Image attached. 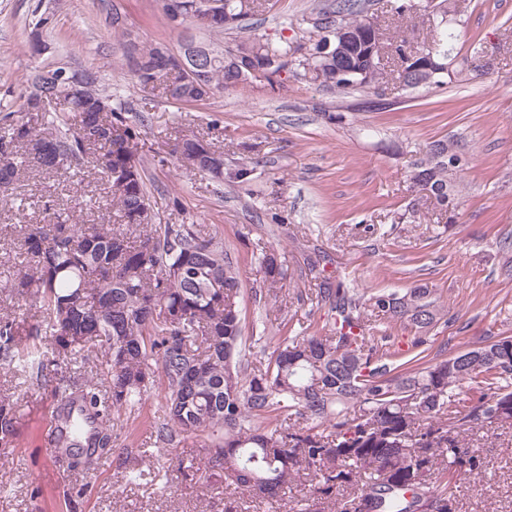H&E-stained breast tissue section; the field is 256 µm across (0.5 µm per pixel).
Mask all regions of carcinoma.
<instances>
[{
    "label": "carcinoma",
    "instance_id": "carcinoma-1",
    "mask_svg": "<svg viewBox=\"0 0 512 512\" xmlns=\"http://www.w3.org/2000/svg\"><path fill=\"white\" fill-rule=\"evenodd\" d=\"M209 26L216 41L259 11L251 0H218ZM393 15L410 19L419 0H395ZM306 43L240 37L234 47L216 46L205 78L176 76L168 90L157 77L162 43L139 45L118 13V35L131 81L160 88L174 104L204 101L243 82L276 90L282 75L312 81L332 93L375 90L388 72L381 51L396 55L397 78L407 89L441 88L462 71L448 66L460 37L448 20V0L432 5L429 34L422 44L385 29L366 12L364 0H336L316 12ZM80 75V93L57 99L37 112H23L21 94L0 116V182L7 197L27 170L40 169L61 183L81 185L89 170L118 217L116 224L87 227L71 212L46 205V224L25 225L23 259L0 288L17 299L0 315V369L29 374L37 386L51 383L57 405L56 447L78 460L98 453L102 427L112 411L142 403L160 376L165 423L160 436L201 439L209 468L222 473L224 487L288 508V485L306 476L313 493L333 500L335 512H418L422 498L448 502L451 483L482 471L483 462L463 443L474 430L512 427V336L483 340V356L463 360L458 352L428 359L420 347L445 316L431 289H378L361 294L341 278L322 280L317 303L331 323L310 336H260L273 346L264 368L246 358V310L239 300V271L217 235L203 236L193 224H160L137 145L148 128L143 115L129 116L131 103L105 84L99 72L64 63L54 73ZM45 98L60 84L35 70L26 79ZM25 117H16V114ZM205 135L178 141L175 162ZM467 159L453 140L432 142L413 163L412 187L444 190L434 207L457 208V183ZM218 182L244 186L254 166L242 161L224 171L205 167ZM263 285L273 297L282 289L283 264L274 250L259 258ZM221 281L222 288L212 287ZM37 313L31 335L72 363L96 353L104 389L76 387L48 372L35 353L16 343L19 311ZM381 317L415 329L406 351L385 336H368L366 318ZM467 391H462V388ZM14 404L0 400V446L12 444Z\"/></svg>",
    "mask_w": 512,
    "mask_h": 512
}]
</instances>
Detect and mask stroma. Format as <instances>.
I'll use <instances>...</instances> for the list:
<instances>
[{
  "instance_id": "35a3bbf8",
  "label": "stroma",
  "mask_w": 512,
  "mask_h": 512,
  "mask_svg": "<svg viewBox=\"0 0 512 512\" xmlns=\"http://www.w3.org/2000/svg\"><path fill=\"white\" fill-rule=\"evenodd\" d=\"M331 0H264L253 19L258 34L302 38L315 6ZM461 38L453 67L472 47L487 66L442 88L330 93L286 79L283 89L242 83L207 101L176 105L161 90H143L126 74L111 19L120 14L141 40L177 48L162 22L160 0H0V103L16 99L34 70L63 59L100 72L119 86L151 128L137 155L148 177L161 223L194 224L218 234L240 269L248 333L289 320L293 334L325 326V307L309 293L321 278L341 276L358 291L428 285L448 321L438 325L429 353L446 357L500 335L512 336V0H449ZM49 23L50 51L34 55L28 33L39 12ZM209 133L225 167L247 159L256 167L246 186L218 185L167 158L178 139ZM456 137L468 158L461 177L455 226L427 206L407 172L429 143ZM25 209L0 208V272L21 259L20 227L43 219L45 201L98 223L99 210L80 197L99 196L95 182L81 191L48 177L18 182ZM276 249L284 264L287 305L255 301L261 287L258 258ZM319 267L308 266L310 253ZM16 402L20 417L10 447H0V512H224L230 493L222 479H185L178 459L199 453L198 442L158 436L163 402L151 393L141 405L113 412L106 428L112 448L91 468H73L69 456L45 445L54 409L50 390L0 371V399ZM483 473L453 485L456 512H512V428L467 435Z\"/></svg>"
}]
</instances>
